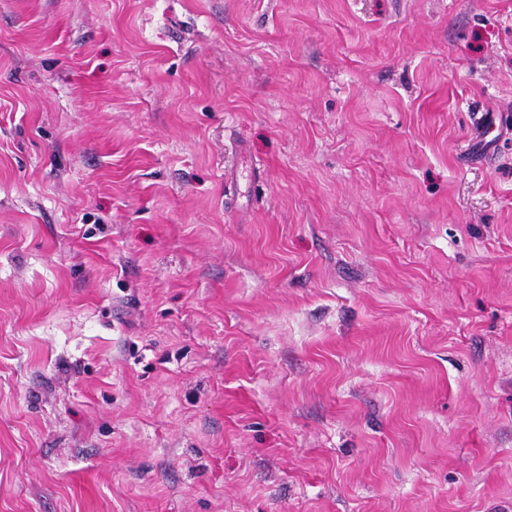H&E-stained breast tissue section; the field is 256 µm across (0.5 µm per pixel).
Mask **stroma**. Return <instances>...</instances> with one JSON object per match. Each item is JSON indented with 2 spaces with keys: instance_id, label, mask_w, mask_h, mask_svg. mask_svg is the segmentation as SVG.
Segmentation results:
<instances>
[{
  "instance_id": "stroma-1",
  "label": "stroma",
  "mask_w": 512,
  "mask_h": 512,
  "mask_svg": "<svg viewBox=\"0 0 512 512\" xmlns=\"http://www.w3.org/2000/svg\"><path fill=\"white\" fill-rule=\"evenodd\" d=\"M0 512H512V0H0Z\"/></svg>"
}]
</instances>
